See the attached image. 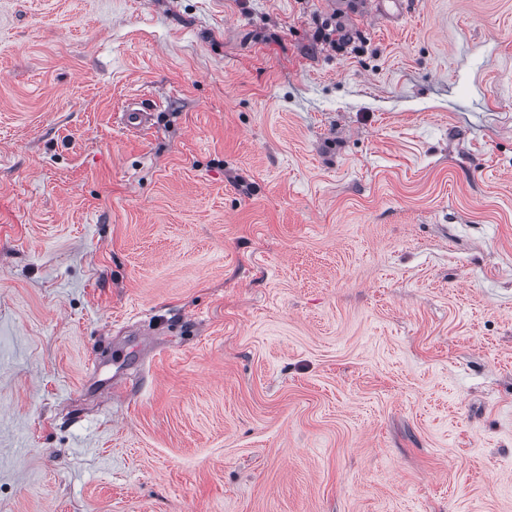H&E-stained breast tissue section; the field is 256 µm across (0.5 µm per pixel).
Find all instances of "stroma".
Listing matches in <instances>:
<instances>
[{
  "label": "stroma",
  "instance_id": "stroma-1",
  "mask_svg": "<svg viewBox=\"0 0 512 512\" xmlns=\"http://www.w3.org/2000/svg\"><path fill=\"white\" fill-rule=\"evenodd\" d=\"M0 512H512V0H0ZM340 16L336 15V24L333 26L331 22L325 21L321 26L317 27L314 33V39L317 42L330 44L337 49L352 45L355 43V38L347 32L345 25L338 21ZM120 121L123 129L129 132H139L144 130L152 121V112L143 105V102L129 103L124 109Z\"/></svg>",
  "mask_w": 512,
  "mask_h": 512
}]
</instances>
